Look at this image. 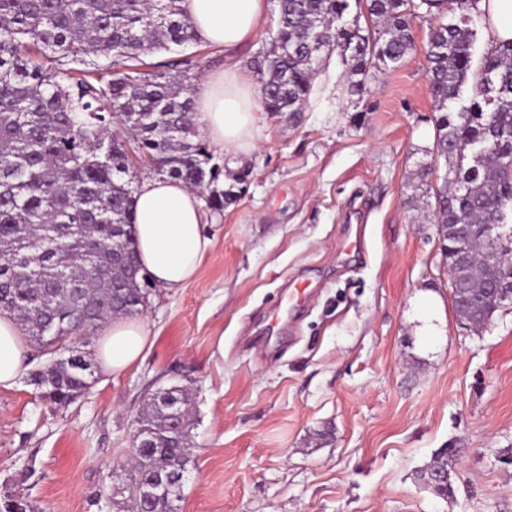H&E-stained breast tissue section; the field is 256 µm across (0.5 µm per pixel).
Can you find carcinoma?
Instances as JSON below:
<instances>
[{
  "label": "carcinoma",
  "mask_w": 512,
  "mask_h": 512,
  "mask_svg": "<svg viewBox=\"0 0 512 512\" xmlns=\"http://www.w3.org/2000/svg\"><path fill=\"white\" fill-rule=\"evenodd\" d=\"M351 0H276L272 49L254 60L263 109L292 123L315 94L332 54L348 65L346 94L362 98L371 69L399 66L414 47V0H365L371 26L345 19ZM469 0L458 22L428 35L429 81L438 115L434 152L447 170L431 207L441 251L454 268L456 313L482 326L501 305L471 302L499 273L484 227L512 210V42L473 66ZM199 41L181 0H0V311L29 340L60 345L32 374L41 397L58 406L88 390L75 363L85 336L133 316L150 280L134 239L137 167L196 190L210 210L241 195V171L218 189L220 170L196 130L194 75L186 60L143 71L142 57ZM470 95H464L466 85ZM472 263L456 266L458 251ZM186 386L149 394L134 431L147 447L120 466L133 512H177L183 483L169 493L156 480L189 462ZM457 450L442 448L419 472L453 471Z\"/></svg>",
  "instance_id": "carcinoma-1"
}]
</instances>
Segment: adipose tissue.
<instances>
[{
	"mask_svg": "<svg viewBox=\"0 0 512 512\" xmlns=\"http://www.w3.org/2000/svg\"><path fill=\"white\" fill-rule=\"evenodd\" d=\"M198 38L233 49L257 32L266 0H182ZM490 46L512 41V0H476ZM199 130L229 153L252 152L260 134L256 86L238 66L207 75L194 91ZM133 214L140 261L155 286L184 287L209 255L212 240L204 230V212L197 194L182 182L152 179L134 196ZM150 341L142 320L118 318L107 326L96 357L104 370L119 372L143 359ZM26 353L22 331L0 314V388H12L20 377Z\"/></svg>",
	"mask_w": 512,
	"mask_h": 512,
	"instance_id": "obj_1",
	"label": "adipose tissue"
}]
</instances>
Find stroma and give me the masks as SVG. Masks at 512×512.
Masks as SVG:
<instances>
[{
  "label": "stroma",
  "mask_w": 512,
  "mask_h": 512,
  "mask_svg": "<svg viewBox=\"0 0 512 512\" xmlns=\"http://www.w3.org/2000/svg\"><path fill=\"white\" fill-rule=\"evenodd\" d=\"M458 13L415 19L414 50L371 71L361 99L343 96L335 57L301 123L265 112L252 153L212 146L219 187L245 170V191L206 212L213 246L195 278L152 290L143 361L96 373L59 408L31 380L45 361L32 346L16 385L0 389V501L116 512L105 475L129 458L145 396L180 384L194 425L179 512H512V301L468 327L426 218L446 171L433 157L427 34ZM273 26L266 16L232 53L198 43L146 60H186L203 77L247 70ZM355 225L363 257L341 252ZM292 287V325L271 332ZM451 446L443 497L416 473Z\"/></svg>",
  "instance_id": "1"
}]
</instances>
